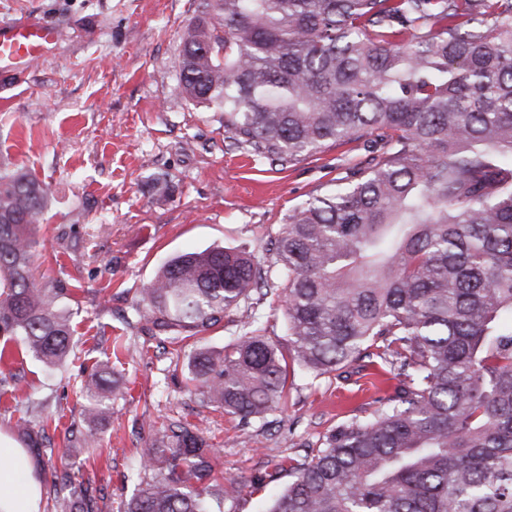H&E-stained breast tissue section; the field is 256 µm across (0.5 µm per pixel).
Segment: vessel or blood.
Listing matches in <instances>:
<instances>
[{
  "label": "vessel or blood",
  "instance_id": "vessel-or-blood-1",
  "mask_svg": "<svg viewBox=\"0 0 512 512\" xmlns=\"http://www.w3.org/2000/svg\"><path fill=\"white\" fill-rule=\"evenodd\" d=\"M58 33L35 16L0 23V76L8 77L17 65L45 59Z\"/></svg>",
  "mask_w": 512,
  "mask_h": 512
}]
</instances>
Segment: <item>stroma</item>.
<instances>
[{
	"instance_id": "1",
	"label": "stroma",
	"mask_w": 512,
	"mask_h": 512,
	"mask_svg": "<svg viewBox=\"0 0 512 512\" xmlns=\"http://www.w3.org/2000/svg\"><path fill=\"white\" fill-rule=\"evenodd\" d=\"M200 0H0V22L34 15L60 37L49 57L18 69L0 102V168L49 183L53 197L33 257L38 286L68 288L74 351L63 367L43 365L13 346L0 361V434L27 454L42 485L47 457L17 429L47 419V447L78 480L103 489L114 512L136 493L140 451L153 423L170 417L197 425L216 448L219 480L263 487L229 502V512H260L288 484L289 458L315 454L323 436L352 415L365 416L375 397L393 396L402 379L379 365L347 378L317 382L288 376L285 397L265 419L242 423L203 404L187 364L201 347L222 349L237 336L232 311L201 337L169 353L153 338L151 312L132 316L142 288L170 256L220 245L270 263L271 243L288 213L349 168L380 154L371 139L331 144L281 169L238 149L224 115L187 99L179 78L181 36ZM129 346L114 367L106 418L90 426L74 390L115 344ZM97 448H81L88 428Z\"/></svg>"
}]
</instances>
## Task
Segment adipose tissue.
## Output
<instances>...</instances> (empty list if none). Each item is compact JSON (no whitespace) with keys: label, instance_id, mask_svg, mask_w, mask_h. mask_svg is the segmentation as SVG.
Here are the masks:
<instances>
[{"label":"adipose tissue","instance_id":"ef3b65f1","mask_svg":"<svg viewBox=\"0 0 512 512\" xmlns=\"http://www.w3.org/2000/svg\"><path fill=\"white\" fill-rule=\"evenodd\" d=\"M42 494L22 448L0 437V512H40Z\"/></svg>","mask_w":512,"mask_h":512}]
</instances>
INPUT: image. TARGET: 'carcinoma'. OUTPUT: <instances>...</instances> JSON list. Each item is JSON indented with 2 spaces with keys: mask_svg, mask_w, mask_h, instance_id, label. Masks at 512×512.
I'll return each instance as SVG.
<instances>
[{
  "mask_svg": "<svg viewBox=\"0 0 512 512\" xmlns=\"http://www.w3.org/2000/svg\"><path fill=\"white\" fill-rule=\"evenodd\" d=\"M179 60L187 97L283 168L328 143L383 152L288 215L275 262L216 247L160 267L136 305L178 344L253 295L282 288L290 355L241 322L199 349L195 391L241 421L284 397L288 362L312 379L378 359L403 377L369 415L291 459L266 512H512V0H202ZM52 190L0 171V338L49 367L73 348L64 288H40L34 235ZM109 363L79 388L109 399ZM124 512H224L240 482L214 476L210 438L180 420L142 450ZM50 512H110L69 472Z\"/></svg>",
  "mask_w": 512,
  "mask_h": 512,
  "instance_id": "carcinoma-1",
  "label": "carcinoma"
}]
</instances>
